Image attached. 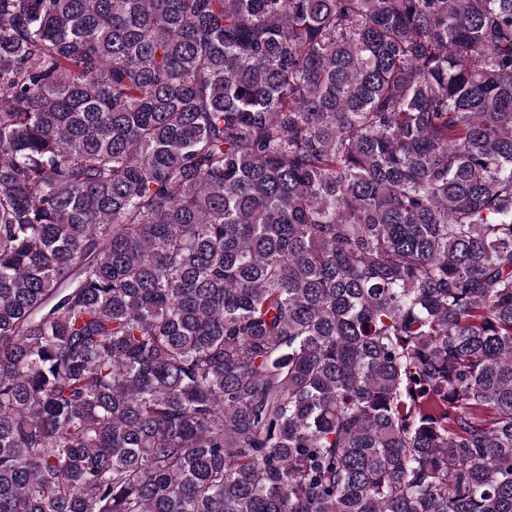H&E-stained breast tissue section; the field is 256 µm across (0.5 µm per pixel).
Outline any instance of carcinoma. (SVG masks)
Listing matches in <instances>:
<instances>
[{
	"instance_id": "obj_1",
	"label": "carcinoma",
	"mask_w": 512,
	"mask_h": 512,
	"mask_svg": "<svg viewBox=\"0 0 512 512\" xmlns=\"http://www.w3.org/2000/svg\"><path fill=\"white\" fill-rule=\"evenodd\" d=\"M0 512H512V0H0Z\"/></svg>"
}]
</instances>
